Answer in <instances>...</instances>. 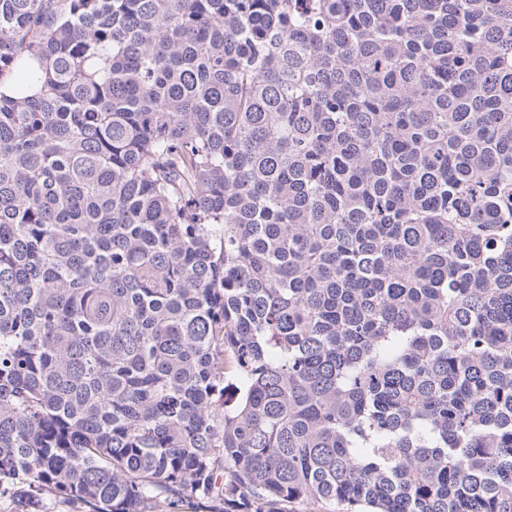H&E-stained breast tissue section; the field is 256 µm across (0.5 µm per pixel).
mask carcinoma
<instances>
[{"label":"carcinoma","instance_id":"obj_1","mask_svg":"<svg viewBox=\"0 0 512 512\" xmlns=\"http://www.w3.org/2000/svg\"><path fill=\"white\" fill-rule=\"evenodd\" d=\"M0 497L512 512V0H0Z\"/></svg>","mask_w":512,"mask_h":512}]
</instances>
